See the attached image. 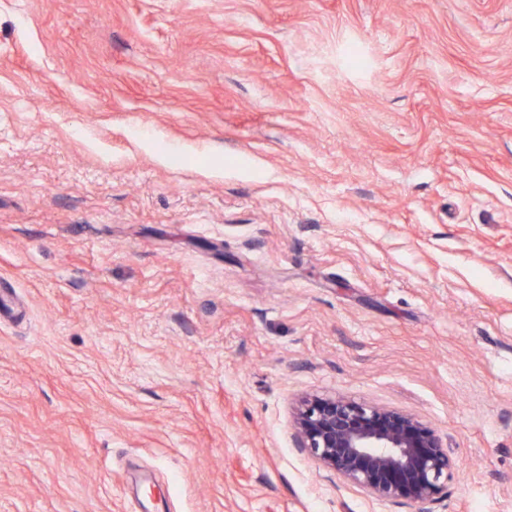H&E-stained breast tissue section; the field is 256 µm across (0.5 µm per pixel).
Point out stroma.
<instances>
[{
    "instance_id": "stroma-1",
    "label": "stroma",
    "mask_w": 512,
    "mask_h": 512,
    "mask_svg": "<svg viewBox=\"0 0 512 512\" xmlns=\"http://www.w3.org/2000/svg\"><path fill=\"white\" fill-rule=\"evenodd\" d=\"M0 512H422L302 395L512 512V0H0ZM297 448L367 495L426 504L447 488V443L417 418L342 397L304 396L295 417Z\"/></svg>"
}]
</instances>
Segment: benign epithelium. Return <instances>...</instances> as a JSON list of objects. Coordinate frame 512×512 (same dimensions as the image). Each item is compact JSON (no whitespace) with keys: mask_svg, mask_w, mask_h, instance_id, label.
Here are the masks:
<instances>
[{"mask_svg":"<svg viewBox=\"0 0 512 512\" xmlns=\"http://www.w3.org/2000/svg\"><path fill=\"white\" fill-rule=\"evenodd\" d=\"M296 441L328 472L367 495L398 504H426L447 488V443L417 418L342 397L304 396Z\"/></svg>","mask_w":512,"mask_h":512,"instance_id":"obj_1","label":"benign epithelium"}]
</instances>
